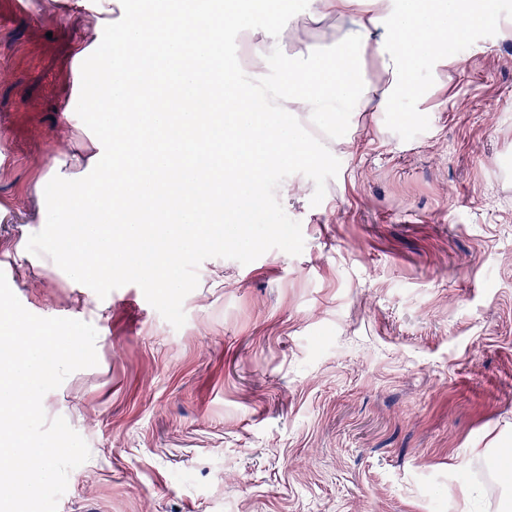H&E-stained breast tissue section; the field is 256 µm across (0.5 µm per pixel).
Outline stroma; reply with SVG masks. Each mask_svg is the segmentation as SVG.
I'll list each match as a JSON object with an SVG mask.
<instances>
[{"instance_id": "35a3bbf8", "label": "stroma", "mask_w": 512, "mask_h": 512, "mask_svg": "<svg viewBox=\"0 0 512 512\" xmlns=\"http://www.w3.org/2000/svg\"><path fill=\"white\" fill-rule=\"evenodd\" d=\"M143 0H0V271L32 314L97 331L43 398L89 459L58 512H494L512 448V0L418 97L351 112L316 163L269 170L246 227L177 264L79 288L43 247L48 185L92 151L81 71ZM279 64L346 29L288 0ZM354 148L345 151L343 140ZM25 261H18V254Z\"/></svg>"}]
</instances>
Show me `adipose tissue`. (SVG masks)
Instances as JSON below:
<instances>
[{
	"instance_id": "ef3b65f1",
	"label": "adipose tissue",
	"mask_w": 512,
	"mask_h": 512,
	"mask_svg": "<svg viewBox=\"0 0 512 512\" xmlns=\"http://www.w3.org/2000/svg\"><path fill=\"white\" fill-rule=\"evenodd\" d=\"M482 2L310 0L311 15L350 28L335 53L296 57L270 85L266 66L296 35L295 23L275 20L286 0H161L139 11L113 38L110 79L87 100L106 162L91 182L67 189L46 251L72 280L104 286L128 275L126 252L147 245L155 257L138 267L139 276L156 288L179 287L173 265L221 241L267 168L315 161L299 119L319 120L340 105L390 112L399 99L417 96L415 53L438 54L464 36L482 17ZM258 14L272 25L254 26ZM231 30L250 45L253 80L212 76ZM371 42L386 75L380 87L363 80L353 55ZM260 92L270 101L263 112L253 106ZM175 94L186 111L158 106L159 96Z\"/></svg>"
}]
</instances>
